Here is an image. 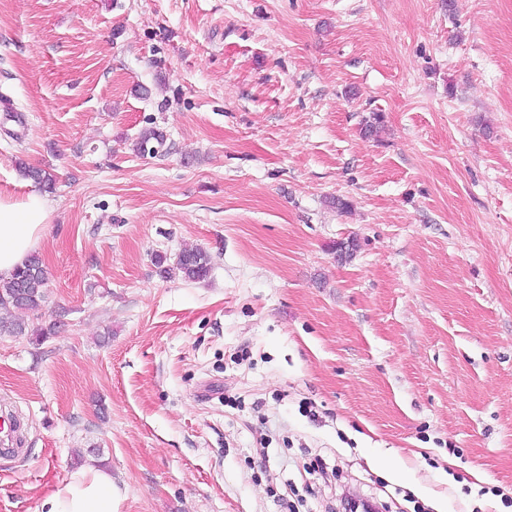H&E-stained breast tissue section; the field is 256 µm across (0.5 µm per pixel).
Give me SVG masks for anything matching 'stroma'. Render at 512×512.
<instances>
[{"instance_id": "stroma-1", "label": "stroma", "mask_w": 512, "mask_h": 512, "mask_svg": "<svg viewBox=\"0 0 512 512\" xmlns=\"http://www.w3.org/2000/svg\"><path fill=\"white\" fill-rule=\"evenodd\" d=\"M23 164L59 328L0 335V512L79 448L115 512H512V0H0V197ZM166 139L165 134L156 126L144 128L134 141V148L140 154L152 155L163 152ZM154 264L159 273L167 277L173 272L185 280L200 281L207 278L211 270V256L202 248H189L180 251L174 262H168L167 255L158 253ZM21 440V421L19 414L11 409L0 410V456L14 457L22 454L19 446Z\"/></svg>"}]
</instances>
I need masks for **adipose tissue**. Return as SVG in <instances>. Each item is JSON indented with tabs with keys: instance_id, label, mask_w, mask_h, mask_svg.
<instances>
[{
	"instance_id": "adipose-tissue-1",
	"label": "adipose tissue",
	"mask_w": 512,
	"mask_h": 512,
	"mask_svg": "<svg viewBox=\"0 0 512 512\" xmlns=\"http://www.w3.org/2000/svg\"><path fill=\"white\" fill-rule=\"evenodd\" d=\"M51 204L31 195L20 201L0 199V281L35 252L49 222ZM46 512H113L112 476L105 466L88 464L47 494Z\"/></svg>"
}]
</instances>
